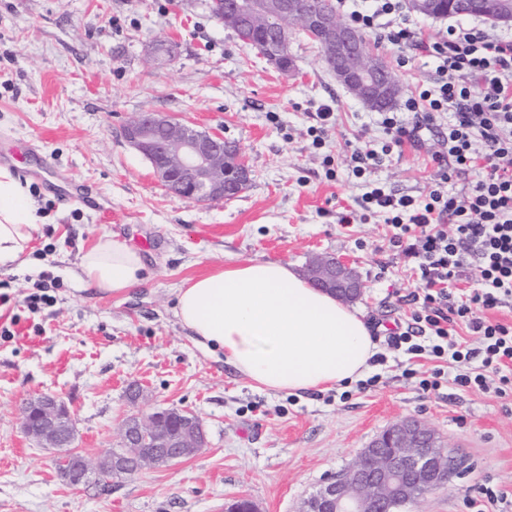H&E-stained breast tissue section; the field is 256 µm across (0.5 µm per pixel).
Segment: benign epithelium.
Listing matches in <instances>:
<instances>
[{
	"label": "benign epithelium",
	"instance_id": "obj_1",
	"mask_svg": "<svg viewBox=\"0 0 512 512\" xmlns=\"http://www.w3.org/2000/svg\"><path fill=\"white\" fill-rule=\"evenodd\" d=\"M466 14H478L495 23H512V0H461ZM260 17L300 19L315 35L332 61L339 84L374 109L396 98L400 85L385 78L384 62L368 55L365 43L350 26L321 11L303 10L298 0H224L220 23L239 30L253 28ZM267 54L286 70L291 65L288 42L267 43ZM128 144L150 164L155 176L172 195L191 201L234 197L250 181L248 165H224V136L200 130L157 112H140L124 128ZM310 283L339 300L351 302L361 294L352 261L319 257L308 268ZM23 434L47 448H71L77 420L57 395L29 397L19 417ZM201 418L187 408H156L129 416L121 428V447L93 462L66 453L57 473L67 484L82 489L124 478L129 472L167 465L195 455L206 447ZM451 455L438 444L436 433L421 419H403L386 429L342 475L331 478L303 501L299 512H393L419 492L409 478H426L438 486L454 471L444 467Z\"/></svg>",
	"mask_w": 512,
	"mask_h": 512
}]
</instances>
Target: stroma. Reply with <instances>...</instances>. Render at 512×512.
<instances>
[{
    "label": "stroma",
    "mask_w": 512,
    "mask_h": 512,
    "mask_svg": "<svg viewBox=\"0 0 512 512\" xmlns=\"http://www.w3.org/2000/svg\"><path fill=\"white\" fill-rule=\"evenodd\" d=\"M208 0H0V165L25 182L43 222L25 267H0V512H224L240 497L259 512H298L371 441L407 417L425 420L460 472L401 512H512V412L491 393L446 383L431 394L406 381L403 356L373 364L375 387L270 394L205 352L174 316L177 288L237 258L290 263L330 253L354 260L356 302L376 342L404 321L414 288L388 247L383 218L340 226L365 191L348 157L378 139L379 114L342 88L318 44L293 36L283 72L211 17ZM369 53L397 75L403 94L429 82L431 61L400 65L399 50L367 35ZM331 105L336 125L316 149L308 133ZM158 112L223 132L252 170L239 195L193 202L171 195L127 143L124 127ZM423 147L372 175L402 194L428 190ZM335 160L328 179L324 156ZM111 234L141 250L144 281L117 298L75 279L82 250ZM44 292L37 311L26 301ZM145 385V409L181 407L202 418L208 445L196 455L76 489L57 474L60 451L20 430L22 403L61 396L78 417L75 449L95 459L120 447L133 412L129 383ZM504 493L488 504L483 490Z\"/></svg>",
    "instance_id": "1"
}]
</instances>
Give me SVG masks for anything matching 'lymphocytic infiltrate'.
I'll return each instance as SVG.
<instances>
[{"instance_id": "lymphocytic-infiltrate-1", "label": "lymphocytic infiltrate", "mask_w": 512, "mask_h": 512, "mask_svg": "<svg viewBox=\"0 0 512 512\" xmlns=\"http://www.w3.org/2000/svg\"><path fill=\"white\" fill-rule=\"evenodd\" d=\"M348 19L401 49L400 63H409L415 51L435 65L432 80L408 95L401 111L381 113L384 141L363 142L352 152L349 165L366 179L367 190L338 216L344 227L384 216L390 246L416 277L414 290L402 298L407 327L392 331L387 344L416 358L430 355L433 368L402 371L423 393L450 380L466 391H494L511 405L512 324L487 313L512 299V36L472 24L423 38L405 0H358ZM428 136L441 150L432 156L437 171L426 195L371 181L393 152L421 146ZM469 173L474 179L464 194L448 192L452 176ZM460 325L476 344L457 338ZM447 360L458 363L455 376L445 372Z\"/></svg>"}]
</instances>
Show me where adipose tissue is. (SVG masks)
Here are the masks:
<instances>
[{
  "label": "adipose tissue",
  "mask_w": 512,
  "mask_h": 512,
  "mask_svg": "<svg viewBox=\"0 0 512 512\" xmlns=\"http://www.w3.org/2000/svg\"><path fill=\"white\" fill-rule=\"evenodd\" d=\"M42 217L28 185L0 165V266L25 265ZM77 279L115 297L142 282L141 254L113 236L82 253ZM175 315L193 341L223 350L260 391H328L361 379L377 353L363 315L291 264L247 260L184 282Z\"/></svg>",
  "instance_id": "1"
}]
</instances>
